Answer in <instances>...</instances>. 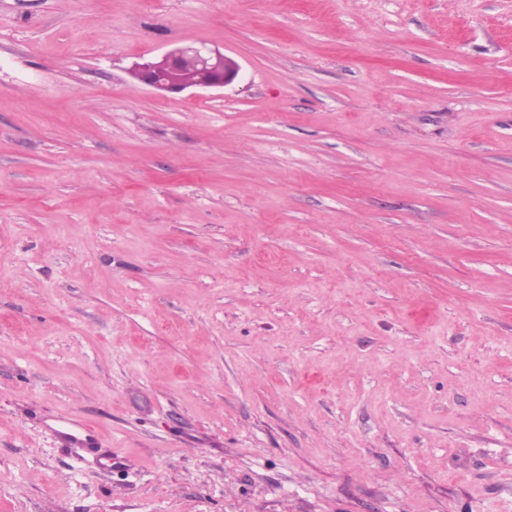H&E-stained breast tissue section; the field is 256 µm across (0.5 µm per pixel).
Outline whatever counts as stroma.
Instances as JSON below:
<instances>
[{
  "label": "stroma",
  "mask_w": 512,
  "mask_h": 512,
  "mask_svg": "<svg viewBox=\"0 0 512 512\" xmlns=\"http://www.w3.org/2000/svg\"><path fill=\"white\" fill-rule=\"evenodd\" d=\"M0 512H512V0H0ZM188 63L195 67L196 79L180 81L177 75ZM240 70V64L219 49L186 45L172 48L143 63H135L130 74L138 85L162 94H179L191 90L223 89L238 78ZM50 425L54 438L65 447H90L98 444L96 438L79 418L73 416H53Z\"/></svg>",
  "instance_id": "obj_1"
}]
</instances>
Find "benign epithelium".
Masks as SVG:
<instances>
[{"label":"benign epithelium","mask_w":512,"mask_h":512,"mask_svg":"<svg viewBox=\"0 0 512 512\" xmlns=\"http://www.w3.org/2000/svg\"><path fill=\"white\" fill-rule=\"evenodd\" d=\"M188 63L195 67L196 79L183 82L177 75ZM240 70V64L234 58L216 48L186 45L134 64L130 74L139 85L162 94H179L191 90L222 89L238 78Z\"/></svg>","instance_id":"1"}]
</instances>
